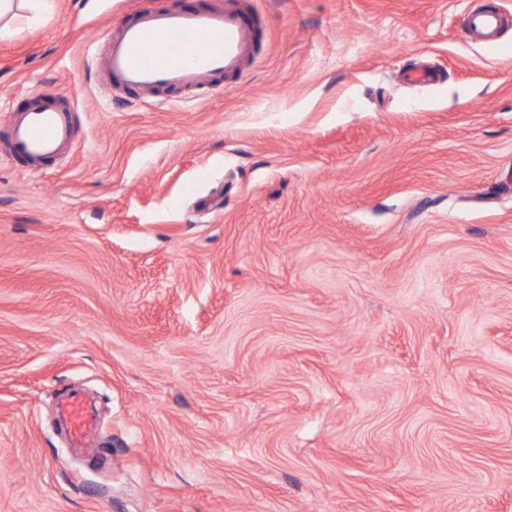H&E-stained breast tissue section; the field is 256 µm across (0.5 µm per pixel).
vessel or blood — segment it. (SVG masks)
Returning <instances> with one entry per match:
<instances>
[{
  "label": "vessel or blood",
  "mask_w": 512,
  "mask_h": 512,
  "mask_svg": "<svg viewBox=\"0 0 512 512\" xmlns=\"http://www.w3.org/2000/svg\"><path fill=\"white\" fill-rule=\"evenodd\" d=\"M502 23L497 11L477 13L470 33L489 42ZM258 31V19L237 0L206 13L151 8L109 37L99 70L107 81L137 93L218 88L248 68ZM74 112V103L34 94L31 105L14 112L8 123L9 156L22 164L54 159L71 143ZM63 411L77 442H84L90 419L82 402L71 399Z\"/></svg>",
  "instance_id": "obj_1"
}]
</instances>
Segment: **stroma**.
Masks as SVG:
<instances>
[{
    "mask_svg": "<svg viewBox=\"0 0 512 512\" xmlns=\"http://www.w3.org/2000/svg\"><path fill=\"white\" fill-rule=\"evenodd\" d=\"M248 2L252 64L172 107L93 56L224 0H56L0 39V136L78 103L56 160L0 139V512H512V24ZM502 23L503 19L496 10H486L472 16L470 33L490 43ZM32 101L8 123V155L22 164L51 161L70 145L77 112L74 103H57L46 93L34 94ZM63 411L69 420L73 435L77 440L74 447H83L86 438L84 434L90 424V419L85 412L82 402L77 398H72L63 405Z\"/></svg>",
    "mask_w": 512,
    "mask_h": 512,
    "instance_id": "obj_1",
    "label": "stroma"
}]
</instances>
